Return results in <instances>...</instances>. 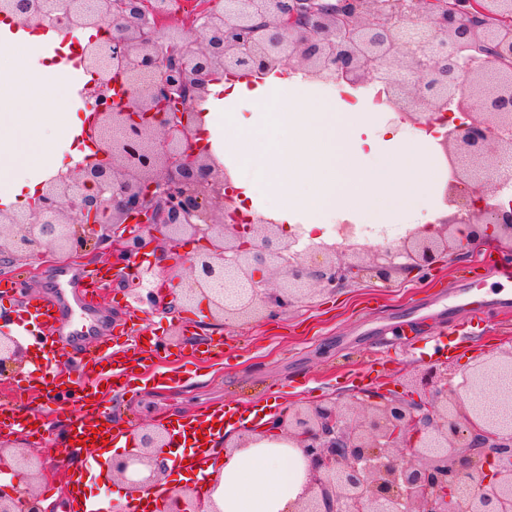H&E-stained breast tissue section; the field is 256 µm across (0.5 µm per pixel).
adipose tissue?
I'll list each match as a JSON object with an SVG mask.
<instances>
[{"label": "adipose tissue", "instance_id": "ef3b65f1", "mask_svg": "<svg viewBox=\"0 0 512 512\" xmlns=\"http://www.w3.org/2000/svg\"><path fill=\"white\" fill-rule=\"evenodd\" d=\"M90 30L59 28L44 49L39 22L0 23V207L29 208L63 159H94L81 142L91 115L77 109L57 52L87 43ZM374 93L326 90L285 67L258 79L219 77L198 107L197 131L227 169L240 213L264 216L327 239L328 227L428 224L446 213L445 158L434 132L403 135L376 119ZM222 512H288L307 481L301 449L271 438L218 458Z\"/></svg>", "mask_w": 512, "mask_h": 512}]
</instances>
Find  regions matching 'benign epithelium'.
Masks as SVG:
<instances>
[{
	"label": "benign epithelium",
	"instance_id": "1",
	"mask_svg": "<svg viewBox=\"0 0 512 512\" xmlns=\"http://www.w3.org/2000/svg\"><path fill=\"white\" fill-rule=\"evenodd\" d=\"M174 0H68L58 25L109 32L81 50L96 73L84 99L107 147L106 163L79 164L43 184L32 212L0 210V265L51 257L80 259L88 245L111 258L112 272L139 286L148 310L208 305L212 318H271L315 293H336L365 277L423 281L448 253L482 238L512 239V0H209L191 39L159 36ZM18 25L44 21L36 0H0ZM325 83L372 85L385 103L420 127L448 126L439 145L463 203L443 231L417 228L397 249L368 262L324 242L297 249L263 218L242 223L229 180L194 146L195 102L222 70L264 73L280 65ZM126 98L115 101V79ZM161 240L193 242L190 278L142 288L136 260ZM311 253H324L310 261ZM28 349L0 327V373ZM354 404L335 398L298 404L272 428L310 463L291 512H512V348L448 382V364L412 386L372 391ZM166 429L139 436L140 451L112 459L128 497L160 484L168 470L153 454ZM11 451V484L0 512H42L44 472L30 451ZM178 512H221L197 487L182 488Z\"/></svg>",
	"mask_w": 512,
	"mask_h": 512
}]
</instances>
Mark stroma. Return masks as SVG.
<instances>
[{
  "mask_svg": "<svg viewBox=\"0 0 512 512\" xmlns=\"http://www.w3.org/2000/svg\"><path fill=\"white\" fill-rule=\"evenodd\" d=\"M481 248L447 261L422 283L396 276L390 286L364 279L332 295L312 296L274 318L212 324L206 305L183 314L161 310L140 312L132 290L116 284L99 306L114 332L130 330L162 342L165 352L180 358L186 373L174 388L136 382L112 395V421L134 422L135 430L162 424L164 418L189 413L203 403L237 408L241 414L266 405L279 393L280 407L312 403L334 395L378 388L393 378L422 373L445 350L448 372L459 374L474 359L500 354L512 339V309L491 310L471 319L451 311L458 289L472 288L477 298H496L506 282L482 265ZM425 315L416 331L398 339L385 325ZM222 343L218 359L197 356L204 343ZM24 401L52 421L38 441L40 461L54 483L41 486L43 499L55 512H69L63 489L67 468L59 464L66 433L65 419L78 412L76 394L41 398L28 392Z\"/></svg>",
  "mask_w": 512,
  "mask_h": 512,
  "instance_id": "stroma-1",
  "label": "stroma"
}]
</instances>
